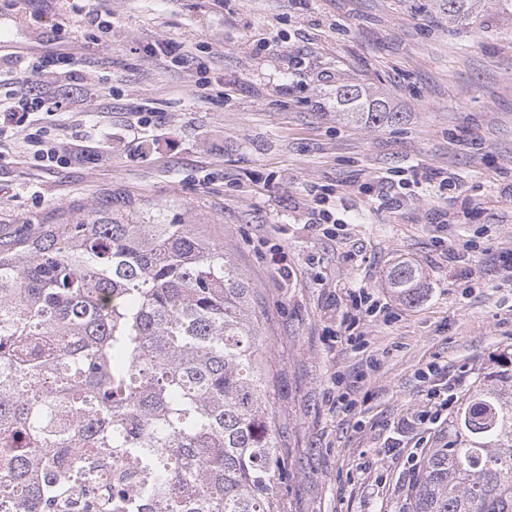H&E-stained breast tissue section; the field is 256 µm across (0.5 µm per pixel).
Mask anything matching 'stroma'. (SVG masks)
Wrapping results in <instances>:
<instances>
[{"label": "stroma", "instance_id": "1", "mask_svg": "<svg viewBox=\"0 0 512 512\" xmlns=\"http://www.w3.org/2000/svg\"><path fill=\"white\" fill-rule=\"evenodd\" d=\"M87 5L0 0V56L78 66L49 136L98 155L46 167L22 136L1 140L0 238L107 196L143 224L200 225L255 293L288 460L280 508L404 512L387 444L427 368L469 389L512 352V18L490 2L457 26L442 0H109L101 43ZM159 39L195 63L153 55ZM203 73L224 95L198 93ZM345 85L402 120L340 119ZM389 178L412 190L382 205ZM401 262L423 274L412 301L388 284ZM363 293L375 314L357 310Z\"/></svg>", "mask_w": 512, "mask_h": 512}]
</instances>
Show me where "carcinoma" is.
Segmentation results:
<instances>
[{"mask_svg": "<svg viewBox=\"0 0 512 512\" xmlns=\"http://www.w3.org/2000/svg\"><path fill=\"white\" fill-rule=\"evenodd\" d=\"M484 0H444L470 25ZM336 116L400 122L357 85ZM413 299L421 275L393 266ZM254 291L195 224L112 217V199L0 240V494L11 512H277L287 475ZM118 451L143 474L98 485ZM406 512H512V388L481 383L407 487Z\"/></svg>", "mask_w": 512, "mask_h": 512, "instance_id": "1", "label": "carcinoma"}]
</instances>
